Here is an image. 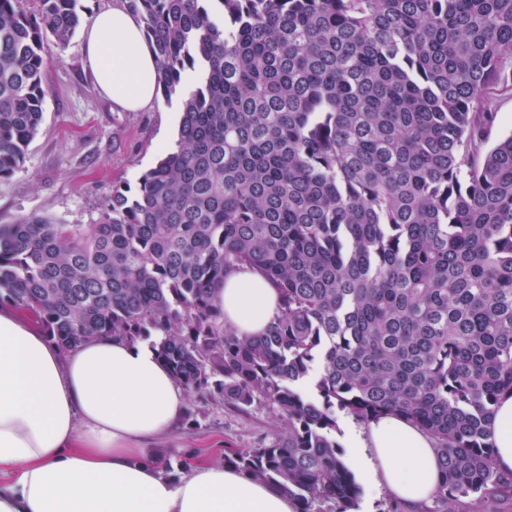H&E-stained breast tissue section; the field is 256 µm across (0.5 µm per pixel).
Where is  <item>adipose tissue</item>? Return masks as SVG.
Segmentation results:
<instances>
[{
    "instance_id": "ef3b65f1",
    "label": "adipose tissue",
    "mask_w": 512,
    "mask_h": 512,
    "mask_svg": "<svg viewBox=\"0 0 512 512\" xmlns=\"http://www.w3.org/2000/svg\"><path fill=\"white\" fill-rule=\"evenodd\" d=\"M83 54L98 87L127 112L158 107L160 70L139 17L114 0L87 23ZM278 291L240 266L224 279V322L263 334ZM184 389L149 343L94 338L64 354L12 306L0 305V512H295L279 490L207 461L177 475L158 459L184 414ZM497 467L512 471V397L492 424ZM351 464L419 512L441 481L430 436L387 415L351 436Z\"/></svg>"
}]
</instances>
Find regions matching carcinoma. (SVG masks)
<instances>
[{
	"mask_svg": "<svg viewBox=\"0 0 512 512\" xmlns=\"http://www.w3.org/2000/svg\"><path fill=\"white\" fill-rule=\"evenodd\" d=\"M181 97L178 139L89 227L0 226V304L66 353L151 341L187 395L263 404L288 437L226 448L297 512H356L336 410L401 415L434 441L421 512L512 499L490 425L512 393V0H127ZM78 0H0V179L48 94ZM271 281L262 336L224 324L234 267ZM492 109L497 112V124L492 142L512 132V91H493L490 94Z\"/></svg>",
	"mask_w": 512,
	"mask_h": 512,
	"instance_id": "1",
	"label": "carcinoma"
}]
</instances>
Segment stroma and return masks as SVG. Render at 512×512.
<instances>
[{"label":"stroma","mask_w":512,"mask_h":512,"mask_svg":"<svg viewBox=\"0 0 512 512\" xmlns=\"http://www.w3.org/2000/svg\"><path fill=\"white\" fill-rule=\"evenodd\" d=\"M74 35L52 48L45 71L49 92L40 128L23 166L0 179V224L32 214L59 224L91 226L113 187H137L177 140L179 106L161 112H125L97 87ZM192 420H180L165 446L173 468L219 459L228 448H257L283 434L271 411L255 404L240 411L222 403H188Z\"/></svg>","instance_id":"1"}]
</instances>
